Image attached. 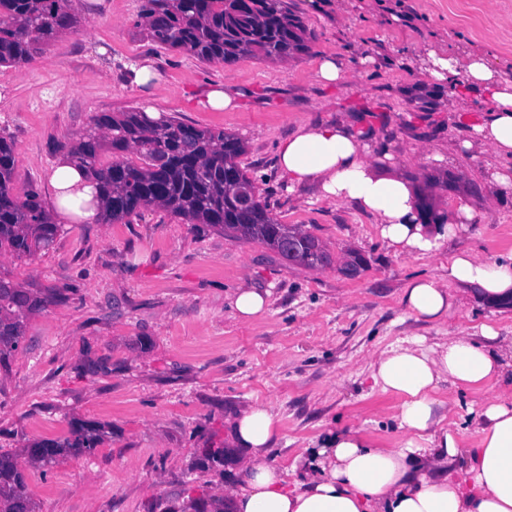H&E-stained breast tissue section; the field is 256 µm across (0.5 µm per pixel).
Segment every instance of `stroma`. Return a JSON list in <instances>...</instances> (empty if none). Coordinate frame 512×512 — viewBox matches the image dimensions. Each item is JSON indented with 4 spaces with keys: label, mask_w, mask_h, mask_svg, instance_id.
Returning <instances> with one entry per match:
<instances>
[{
    "label": "stroma",
    "mask_w": 512,
    "mask_h": 512,
    "mask_svg": "<svg viewBox=\"0 0 512 512\" xmlns=\"http://www.w3.org/2000/svg\"><path fill=\"white\" fill-rule=\"evenodd\" d=\"M306 25L309 50L202 62L136 37L141 0H69L77 31L60 35L22 66H0V135L16 150L14 191L42 192L58 146L93 115L154 108L200 128L240 137V163L272 214L298 224L333 257L359 251L358 278L335 266L290 265L277 252L206 224L147 209L112 224L61 225L32 259L0 255V276L49 296L25 338L0 365V453L27 476L38 512H225L239 459L227 418L264 405L278 419L269 454L285 479L302 477L308 449L350 426L387 447L401 438L394 395L375 388L373 354L416 336L426 344L493 326L490 348L512 344V306L449 283L447 319L407 312L401 296L420 277L447 280L448 254L512 255V196L495 200L493 170L512 169L474 146L462 107L425 84L429 51L489 56L512 79V0H288ZM332 53L344 72L324 83L314 65ZM151 63L159 83H134ZM231 77L234 112L203 108L207 87ZM363 131L383 174L406 179L417 201L447 216L468 203L472 221L431 255L394 254L371 215L320 199L314 183L290 185L276 147L308 123ZM269 290L267 311L241 322L238 288ZM102 428L92 454L32 461L29 448L64 438L75 424Z\"/></svg>",
    "instance_id": "stroma-1"
}]
</instances>
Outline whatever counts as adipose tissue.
<instances>
[{
  "label": "adipose tissue",
  "mask_w": 512,
  "mask_h": 512,
  "mask_svg": "<svg viewBox=\"0 0 512 512\" xmlns=\"http://www.w3.org/2000/svg\"><path fill=\"white\" fill-rule=\"evenodd\" d=\"M426 78L448 86L455 99L469 89L483 91L488 112L474 117V140L502 159H512V80L491 60L474 54L467 64L430 53ZM279 167L290 183L315 181L324 199L354 203L372 215L381 237L396 253L418 256L438 251L460 223L472 220L469 205L458 204L448 224L423 223L409 184L380 174L360 132L336 124H306L278 148ZM48 214L57 224L96 223L100 214L95 182L73 165L58 163L48 179ZM448 280L480 288L493 303L512 296V256L487 260L468 252L449 254ZM433 277L405 288L402 303L427 322L447 318L452 303ZM461 335L432 347L405 340L378 352L371 377L381 392L397 396L394 419L402 434L396 448L376 444L361 429L328 432L312 449L302 479L287 482L269 460L277 437L270 408L251 405L229 422L232 443L243 453L240 483L224 502L226 512H512V398L486 396L504 379L505 354ZM455 392L483 393L474 432L449 431L436 397L441 385Z\"/></svg>",
  "instance_id": "ef3b65f1"
}]
</instances>
